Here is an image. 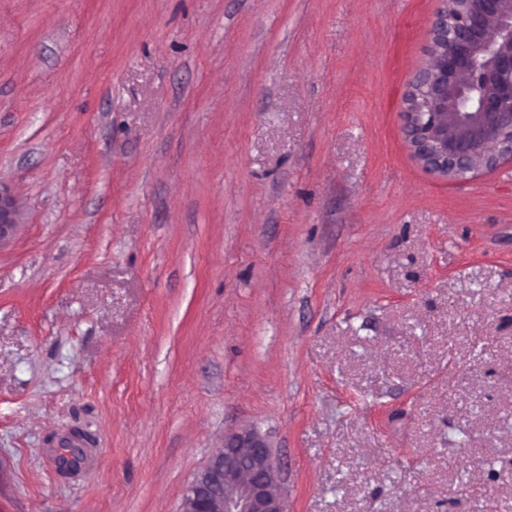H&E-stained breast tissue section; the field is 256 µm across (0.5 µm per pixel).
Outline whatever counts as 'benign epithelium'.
I'll return each instance as SVG.
<instances>
[{
	"label": "benign epithelium",
	"mask_w": 512,
	"mask_h": 512,
	"mask_svg": "<svg viewBox=\"0 0 512 512\" xmlns=\"http://www.w3.org/2000/svg\"><path fill=\"white\" fill-rule=\"evenodd\" d=\"M428 54L406 98L413 157L450 179L512 160V0H442ZM20 224L15 193L0 181V247ZM180 512H286L267 438L254 429L224 436L185 488Z\"/></svg>",
	"instance_id": "obj_1"
}]
</instances>
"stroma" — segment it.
<instances>
[{"label": "stroma", "mask_w": 512, "mask_h": 512, "mask_svg": "<svg viewBox=\"0 0 512 512\" xmlns=\"http://www.w3.org/2000/svg\"><path fill=\"white\" fill-rule=\"evenodd\" d=\"M440 5L0 0V512H179L250 427L287 512H512V161L402 130ZM13 189L0 181V247L15 234L21 224Z\"/></svg>", "instance_id": "35a3bbf8"}]
</instances>
